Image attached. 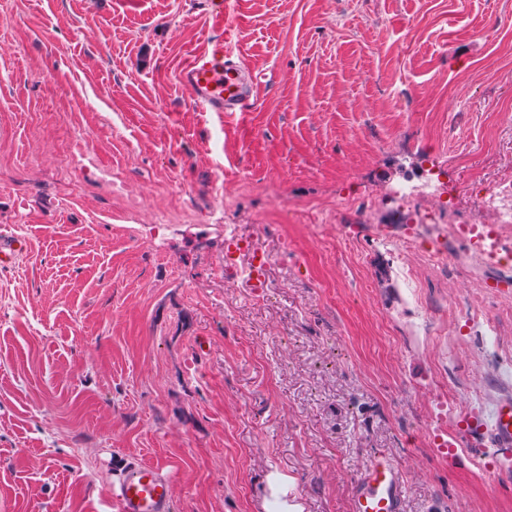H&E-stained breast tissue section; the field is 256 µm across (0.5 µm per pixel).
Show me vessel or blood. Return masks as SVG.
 Listing matches in <instances>:
<instances>
[{
    "label": "vessel or blood",
    "instance_id": "b4317fda",
    "mask_svg": "<svg viewBox=\"0 0 512 512\" xmlns=\"http://www.w3.org/2000/svg\"><path fill=\"white\" fill-rule=\"evenodd\" d=\"M178 81L204 111L223 115L250 112L259 101L260 82L242 56L213 40L178 72ZM466 250L481 251L487 262L512 267V244L501 241L495 225H465L458 236ZM30 247L27 238L0 232V268L14 266ZM468 434L491 432L502 456L512 455V398L496 403L491 423L471 417L464 424ZM405 484L401 467L387 456H376L355 479L351 512H402ZM173 482L165 467L129 461L112 485V512H174Z\"/></svg>",
    "mask_w": 512,
    "mask_h": 512
}]
</instances>
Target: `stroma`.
<instances>
[{
  "label": "stroma",
  "instance_id": "1",
  "mask_svg": "<svg viewBox=\"0 0 512 512\" xmlns=\"http://www.w3.org/2000/svg\"><path fill=\"white\" fill-rule=\"evenodd\" d=\"M220 34L206 0H0V231L31 240L0 270V512H110L134 458L175 512H351L378 455L402 512H512L491 444L443 447L512 396V291L458 241L447 279L418 253L404 279L385 210L360 252L336 227L433 168L498 152L512 176V0H245L261 94L222 117L177 78ZM228 224L262 290L227 287ZM429 299L434 341L411 332Z\"/></svg>",
  "mask_w": 512,
  "mask_h": 512
}]
</instances>
